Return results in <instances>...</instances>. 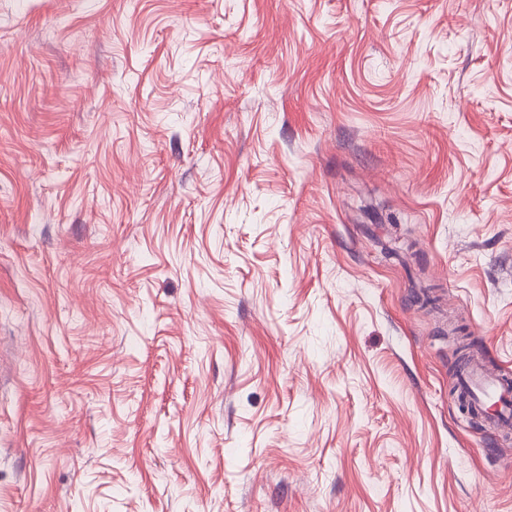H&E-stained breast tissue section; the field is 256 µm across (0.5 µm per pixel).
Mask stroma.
I'll use <instances>...</instances> for the list:
<instances>
[{"instance_id": "obj_1", "label": "stroma", "mask_w": 512, "mask_h": 512, "mask_svg": "<svg viewBox=\"0 0 512 512\" xmlns=\"http://www.w3.org/2000/svg\"><path fill=\"white\" fill-rule=\"evenodd\" d=\"M512 0H0V512H512ZM504 376L474 367L459 377L460 388L467 391L477 405L488 400L497 404L498 414L491 420L497 427L512 424V382L511 378L504 379Z\"/></svg>"}]
</instances>
